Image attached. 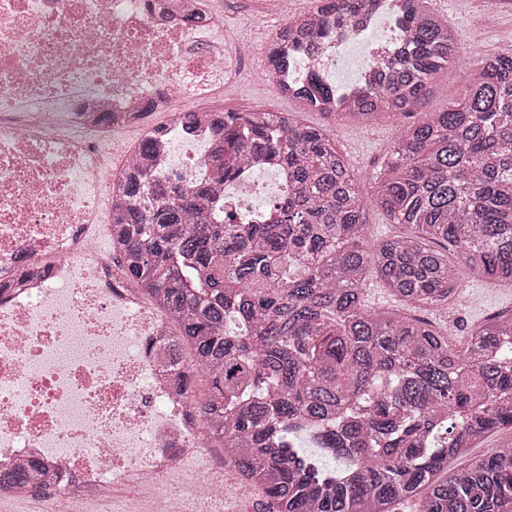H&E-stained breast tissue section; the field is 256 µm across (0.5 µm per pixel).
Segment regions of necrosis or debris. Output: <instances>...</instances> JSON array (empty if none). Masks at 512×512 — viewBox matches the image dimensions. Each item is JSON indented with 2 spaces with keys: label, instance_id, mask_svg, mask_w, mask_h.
Segmentation results:
<instances>
[{
  "label": "necrosis or debris",
  "instance_id": "obj_1",
  "mask_svg": "<svg viewBox=\"0 0 512 512\" xmlns=\"http://www.w3.org/2000/svg\"><path fill=\"white\" fill-rule=\"evenodd\" d=\"M192 23H184L187 14ZM381 10L343 31L299 68L317 64L357 83L395 46ZM229 76L224 17L204 0H0V467L51 464L54 491L0 484V501L39 499L42 512H88L119 497L118 512H234L211 462L203 418L187 392L198 371L180 355L161 367L171 321L112 275L114 137L149 112H208ZM216 131L172 123L157 175L204 181ZM282 173L247 172L216 189L225 208L260 216L284 194Z\"/></svg>",
  "mask_w": 512,
  "mask_h": 512
}]
</instances>
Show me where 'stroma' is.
<instances>
[{
  "label": "stroma",
  "mask_w": 512,
  "mask_h": 512,
  "mask_svg": "<svg viewBox=\"0 0 512 512\" xmlns=\"http://www.w3.org/2000/svg\"><path fill=\"white\" fill-rule=\"evenodd\" d=\"M210 6L223 12L227 35L235 41L251 42L255 53L249 59L233 58L237 83L218 90L214 106L234 112L272 110L293 113L305 125L322 124L320 113L301 109L299 101L277 94L266 76L267 47L278 20V0H209ZM428 6L445 17L454 31L460 57L452 74H439L433 81L428 111L444 109L463 90V72L479 69L486 57L507 48L512 35V0H428ZM421 114L383 119L369 127L347 121L336 124V147L357 175L364 193H371L376 175L390 160L400 130L421 121ZM512 315V287L489 286L473 280L466 283L453 318L422 309L419 317L437 323L448 340L462 346L472 327L498 314Z\"/></svg>",
  "instance_id": "1"
}]
</instances>
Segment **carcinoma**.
Here are the masks:
<instances>
[{"label": "carcinoma", "mask_w": 512, "mask_h": 512, "mask_svg": "<svg viewBox=\"0 0 512 512\" xmlns=\"http://www.w3.org/2000/svg\"><path fill=\"white\" fill-rule=\"evenodd\" d=\"M381 4L315 0L269 44L268 79L323 124L214 111L224 134L209 182L195 186L151 191L152 168L135 162L113 190L112 259L176 323L166 361L193 350L209 378L199 412L210 435L272 512H391L413 498L415 512H512V446L448 471V457L512 426V316L474 327L455 349L432 321L363 299L373 273L402 305L451 317L463 278L512 284V45L466 76L460 99L400 132L372 198L330 127L424 110L432 80L459 57L447 20L425 0H393L406 40L395 65H373L348 95L312 70L295 86L280 81ZM166 130L148 132L139 156ZM255 158L288 173L275 218L210 210L211 186ZM371 201L408 233L371 242ZM0 479L35 492L55 484L38 461Z\"/></svg>", "instance_id": "cac0c4a2"}]
</instances>
